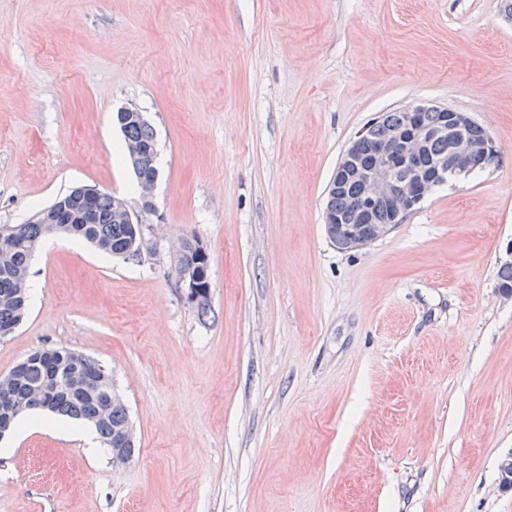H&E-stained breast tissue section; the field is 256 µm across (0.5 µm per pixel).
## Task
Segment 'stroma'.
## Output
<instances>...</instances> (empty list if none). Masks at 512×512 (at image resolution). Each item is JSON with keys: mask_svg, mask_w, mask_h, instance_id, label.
<instances>
[{"mask_svg": "<svg viewBox=\"0 0 512 512\" xmlns=\"http://www.w3.org/2000/svg\"><path fill=\"white\" fill-rule=\"evenodd\" d=\"M467 113L498 153L384 238L323 210L378 114ZM159 177L138 259L50 236L0 376L64 347L112 375L113 465L35 423L0 439V512H512V21L499 0H0V224L74 186L141 202L115 115ZM209 255L211 311L174 248ZM121 132L124 138V155L130 164L135 179L143 193L151 189L152 182L157 179L158 168L156 166V138L155 132L149 123L129 122L123 125ZM134 142L144 148L143 152L132 159L126 151V142ZM177 260L174 265V273L176 284L178 288H181L185 299L194 305L197 299V292L200 288H204L200 285L201 280L194 274L193 268L186 267L180 264L181 246L180 243L176 249Z\"/></svg>", "mask_w": 512, "mask_h": 512, "instance_id": "35a3bbf8", "label": "stroma"}]
</instances>
